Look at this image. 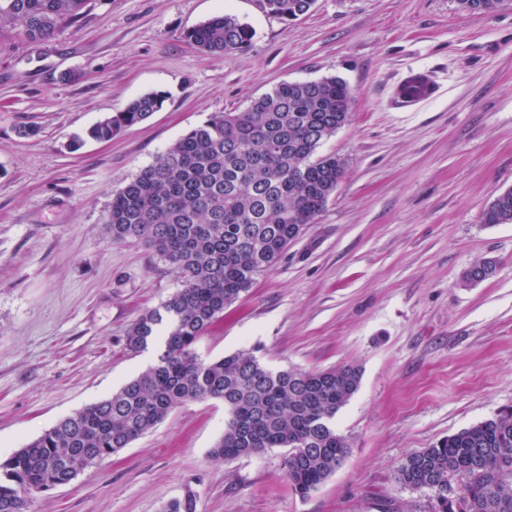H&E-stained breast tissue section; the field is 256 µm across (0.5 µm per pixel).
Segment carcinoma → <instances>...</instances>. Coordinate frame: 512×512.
Returning a JSON list of instances; mask_svg holds the SVG:
<instances>
[{"label":"carcinoma","instance_id":"1","mask_svg":"<svg viewBox=\"0 0 512 512\" xmlns=\"http://www.w3.org/2000/svg\"><path fill=\"white\" fill-rule=\"evenodd\" d=\"M259 2L266 13L293 20L311 10L312 0ZM84 5L0 0V22L39 43L61 22L76 20ZM252 38V28L230 14L184 33L205 55L232 53ZM166 100L164 91L146 93L88 135L109 140L161 111ZM350 101L347 82L337 76L281 83L245 109L215 114L188 130L112 195V243L144 242L180 281L125 336L130 352L159 346L157 362L0 461V512H29L34 494L71 483L176 407L207 399L223 401L227 411L224 434L211 450L216 459L284 448L288 484L302 497L344 463L350 444L332 420L357 392L358 368L272 371L246 351L206 361L196 344L326 207L347 160L319 149L349 121ZM482 220L512 224V189L485 206ZM495 269L492 258L475 261L462 286L490 278ZM397 479L413 489L440 490L433 512H512V410L407 455ZM162 512H196V495L172 500Z\"/></svg>","mask_w":512,"mask_h":512}]
</instances>
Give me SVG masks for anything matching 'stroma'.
<instances>
[{"instance_id":"1","label":"stroma","mask_w":512,"mask_h":512,"mask_svg":"<svg viewBox=\"0 0 512 512\" xmlns=\"http://www.w3.org/2000/svg\"><path fill=\"white\" fill-rule=\"evenodd\" d=\"M222 13L245 48L199 53L187 28ZM427 70L438 96L412 112L392 91ZM339 76L351 121L320 151L347 169L324 211L276 267L196 345L203 359L250 351L267 368L362 373L333 420L351 444L336 472L294 494L285 451L225 462L222 401L175 408L143 437L32 512H430L397 480L408 454L512 408V224L482 211L512 188V0H316L293 21L258 0H88L32 45L0 24V460L153 365L128 328L180 283L145 243H113V193L182 134L284 82ZM154 90L162 111L108 142L102 118ZM34 125V137L20 136ZM492 257L493 276L463 272ZM496 269V262L492 258H482L475 261L465 272L462 286H470L490 278Z\"/></svg>"}]
</instances>
